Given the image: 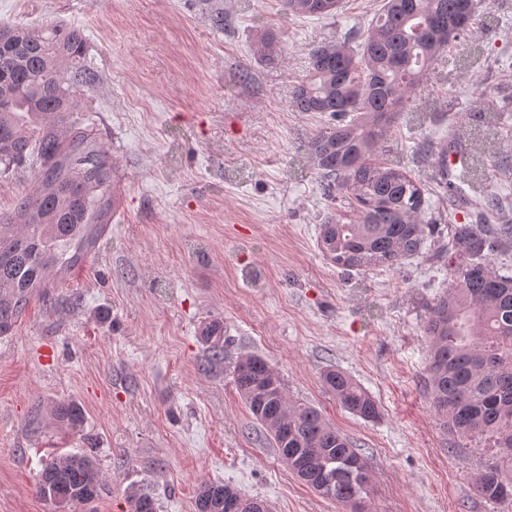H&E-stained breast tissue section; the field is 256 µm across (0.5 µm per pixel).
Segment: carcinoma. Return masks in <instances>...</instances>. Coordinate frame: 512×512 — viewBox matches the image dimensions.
Listing matches in <instances>:
<instances>
[{
  "instance_id": "carcinoma-1",
  "label": "carcinoma",
  "mask_w": 512,
  "mask_h": 512,
  "mask_svg": "<svg viewBox=\"0 0 512 512\" xmlns=\"http://www.w3.org/2000/svg\"><path fill=\"white\" fill-rule=\"evenodd\" d=\"M281 0L293 17H334L342 0ZM474 0H382L362 42L308 50L305 77L294 87L296 112H321L332 123L309 138L307 154L328 195L350 199L352 215L321 225L320 246L337 266L362 270L396 266L415 254L428 211L423 181L377 157L400 112L453 40L470 37ZM0 41V165L7 174L28 159L40 166L38 182L12 212L0 215V336L13 331L30 296L82 267L112 217V159L90 125L74 116L83 88L95 75L82 66L86 39L77 27L32 30L6 27ZM436 171L447 198L462 201L448 179L447 150ZM448 266V292L429 308L424 333L429 353L424 377L428 399L443 429L486 440L498 460L478 474L476 494L492 504L512 503V276L490 257L512 245V224H456ZM211 359L224 353L217 325L206 334ZM325 388L352 415L379 417L377 401L348 374L327 370ZM233 381L249 411L270 436L288 469L320 497L368 512L371 478L352 442L313 406L288 399L280 377L258 356H240ZM56 419L71 429L84 416L75 402L58 405ZM69 507L96 501L104 491L89 456L48 460L35 478ZM257 512L264 502L231 485L200 484L196 512ZM130 512H157L146 492L129 496Z\"/></svg>"
}]
</instances>
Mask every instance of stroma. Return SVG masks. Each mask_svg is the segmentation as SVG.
<instances>
[{"label":"stroma","mask_w":512,"mask_h":512,"mask_svg":"<svg viewBox=\"0 0 512 512\" xmlns=\"http://www.w3.org/2000/svg\"><path fill=\"white\" fill-rule=\"evenodd\" d=\"M379 0H343L333 19L284 14L279 0H0V25L75 26L86 36L84 112L112 159L123 204L84 265L32 294L0 337V512H54L34 490L45 459L93 457L105 491L80 512H127L145 489L158 512H195L204 482L271 512H344L279 458L238 395L239 356L264 359L290 401L316 407L361 449L372 512H512L473 490L492 448L455 450L423 390L433 299L448 289L451 227L433 151L459 143L476 169L468 196L502 199L512 224V0H477L456 41L414 91L382 147L429 183V230L396 267L347 271L322 252L325 196L306 144L326 116L290 106L311 46L367 29ZM223 13L224 28L211 17ZM281 54L257 57L265 33ZM224 357L208 364L209 326ZM353 377L379 403L364 421L323 386ZM84 413L80 429L54 418Z\"/></svg>","instance_id":"35a3bbf8"}]
</instances>
